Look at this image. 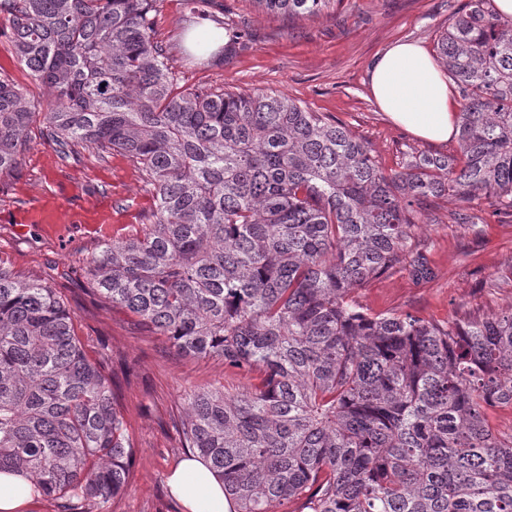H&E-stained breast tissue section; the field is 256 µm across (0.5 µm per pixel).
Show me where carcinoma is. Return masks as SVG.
Instances as JSON below:
<instances>
[{"mask_svg": "<svg viewBox=\"0 0 512 512\" xmlns=\"http://www.w3.org/2000/svg\"><path fill=\"white\" fill-rule=\"evenodd\" d=\"M158 0H0L6 47L50 92L63 154L119 152L153 192L148 224L102 245L92 293L177 353L219 358L248 388H199L181 445L234 512H512V307L433 324L372 316V279L433 271L413 235L437 199L476 225L512 213V24L469 0L437 52L463 108L454 153L386 169L345 125L265 92H179L154 42ZM313 15L341 0H253ZM35 104L0 74V173L16 169ZM130 370L89 359L55 288L0 258V472L29 473L58 512H104L128 485L119 409Z\"/></svg>", "mask_w": 512, "mask_h": 512, "instance_id": "1", "label": "carcinoma"}]
</instances>
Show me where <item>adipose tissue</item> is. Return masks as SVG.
<instances>
[{
    "label": "adipose tissue",
    "instance_id": "ef3b65f1",
    "mask_svg": "<svg viewBox=\"0 0 512 512\" xmlns=\"http://www.w3.org/2000/svg\"><path fill=\"white\" fill-rule=\"evenodd\" d=\"M370 84L379 108L419 138L445 142L456 131V101L437 63L414 42H398L375 62ZM167 484L186 512H231L224 488L197 455L168 476ZM38 491L26 471L0 473V512H27Z\"/></svg>",
    "mask_w": 512,
    "mask_h": 512
}]
</instances>
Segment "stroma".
Returning <instances> with one entry per match:
<instances>
[{
    "mask_svg": "<svg viewBox=\"0 0 512 512\" xmlns=\"http://www.w3.org/2000/svg\"><path fill=\"white\" fill-rule=\"evenodd\" d=\"M467 0H343L336 10L302 17L264 14L252 0H211L208 14L223 21L225 35L247 25L250 48L223 61L190 51L187 34L203 16L188 0H160L154 38L166 52L179 89L247 92L262 89L295 99L309 111L342 122L371 144L385 168L403 152L452 153L454 143L433 144L391 121L376 104L370 70L397 41H414L435 53L439 36ZM153 206L137 166L115 152L105 158H65L46 136L42 115L27 131L18 168L0 174V258L19 276L61 288L91 357L122 360L131 382L121 409L134 441L129 487L106 512H184L167 477L189 451L178 426L186 400L209 385L246 386L218 359L176 353L146 330L138 317L103 297H88V263L104 242L136 234ZM455 203L444 202L434 219H420L415 239L427 250L435 278L413 281L408 272L385 274L358 289L371 314L410 313L444 323L454 315H485L512 304V216L495 215L486 200L474 203L483 222L451 223Z\"/></svg>",
    "mask_w": 512,
    "mask_h": 512,
    "instance_id": "1",
    "label": "stroma"
}]
</instances>
